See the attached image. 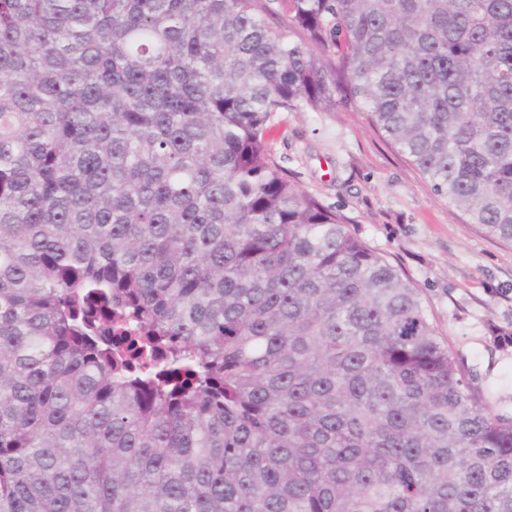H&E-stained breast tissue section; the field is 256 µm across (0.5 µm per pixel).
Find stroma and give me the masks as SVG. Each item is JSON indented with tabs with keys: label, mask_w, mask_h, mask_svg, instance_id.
Masks as SVG:
<instances>
[{
	"label": "stroma",
	"mask_w": 512,
	"mask_h": 512,
	"mask_svg": "<svg viewBox=\"0 0 512 512\" xmlns=\"http://www.w3.org/2000/svg\"><path fill=\"white\" fill-rule=\"evenodd\" d=\"M267 149L416 288L473 383L512 416V245L466 223L354 106L277 112Z\"/></svg>",
	"instance_id": "obj_1"
}]
</instances>
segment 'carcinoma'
<instances>
[{"label": "carcinoma", "instance_id": "carcinoma-1", "mask_svg": "<svg viewBox=\"0 0 512 512\" xmlns=\"http://www.w3.org/2000/svg\"><path fill=\"white\" fill-rule=\"evenodd\" d=\"M0 0V512H512V418L265 148L355 105L512 243V0Z\"/></svg>", "mask_w": 512, "mask_h": 512}]
</instances>
